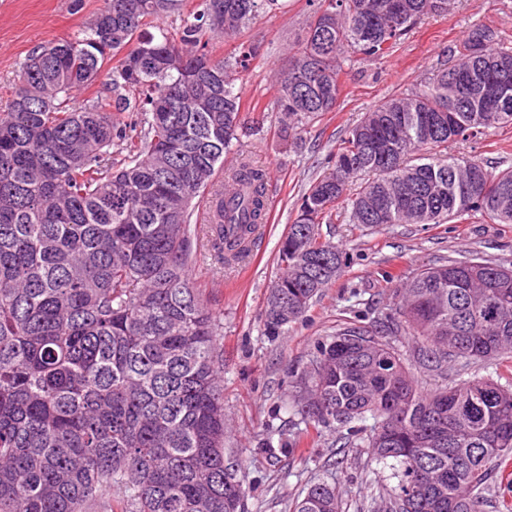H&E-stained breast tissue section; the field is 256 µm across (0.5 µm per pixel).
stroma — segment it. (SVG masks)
Segmentation results:
<instances>
[{"label":"stroma","mask_w":512,"mask_h":512,"mask_svg":"<svg viewBox=\"0 0 512 512\" xmlns=\"http://www.w3.org/2000/svg\"><path fill=\"white\" fill-rule=\"evenodd\" d=\"M104 6V0H0V105L10 100L22 64L37 49L72 38ZM308 0H278L232 38L213 42L214 58L247 67L235 73L241 123L225 166L242 157L269 174V220L247 258L224 265L198 257L193 288L217 315L224 344V459L244 472L247 512H292L318 479L336 488L344 512H370L375 499L395 486L389 468L371 461L359 439L343 443L331 427L305 428L288 413L292 370L305 366L318 342L340 328L373 325L394 308L396 290L415 272L449 260L480 257L512 267V224L474 213L445 224L364 227L348 221L339 202L324 239L345 256L340 275L313 300L285 335L264 332L262 313L277 273L279 242L310 185L330 172L347 129L368 109L447 67L472 26L487 25L512 41V0H455L444 16L416 24L384 57L343 61L334 111L287 129L279 110L275 75L287 68L312 19ZM450 153L491 167L512 165V125L449 145ZM295 445L294 456H270L266 446Z\"/></svg>","instance_id":"obj_1"}]
</instances>
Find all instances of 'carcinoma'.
I'll return each mask as SVG.
<instances>
[{"mask_svg": "<svg viewBox=\"0 0 512 512\" xmlns=\"http://www.w3.org/2000/svg\"><path fill=\"white\" fill-rule=\"evenodd\" d=\"M259 2L199 0L172 34L161 21L183 0H105L78 35L24 62L0 111V512H112L114 491L122 512H246L245 478L224 464L219 324L188 268L200 194L224 264L247 257L266 221L265 170L240 158L216 184L241 103L232 67L208 50L247 26ZM391 2L318 0L276 77L288 125L336 108L342 59L380 57L454 4L397 0L394 16ZM488 61L512 79V47L477 25L453 65L348 130L280 241L266 335L285 334L336 279L343 256L320 224L362 176L352 224H445L472 212L512 224V166L448 152L512 124V89L491 111L455 95L454 76H478ZM101 77L100 99L75 104L73 92ZM399 332L440 373L512 362V269L475 257L417 271L382 330L347 327L317 344L295 374L314 389L295 390L290 410L355 435L373 420L370 459L397 479L382 512H486L493 466L512 458V384L474 377L423 390L390 342ZM292 512L343 510L319 480Z\"/></svg>", "mask_w": 512, "mask_h": 512, "instance_id": "1", "label": "carcinoma"}]
</instances>
